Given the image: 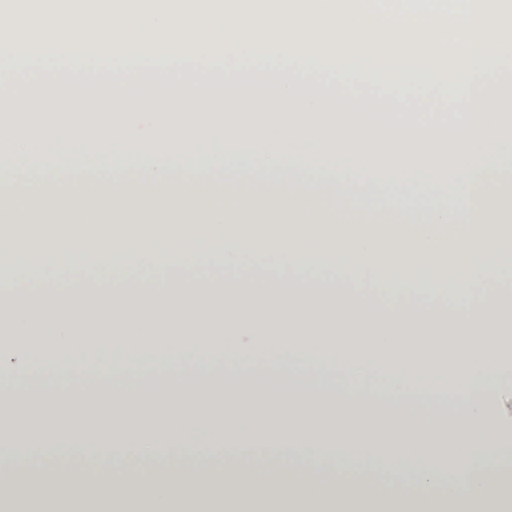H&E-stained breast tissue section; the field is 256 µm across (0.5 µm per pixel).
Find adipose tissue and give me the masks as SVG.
I'll use <instances>...</instances> for the list:
<instances>
[{"label": "adipose tissue", "mask_w": 512, "mask_h": 512, "mask_svg": "<svg viewBox=\"0 0 512 512\" xmlns=\"http://www.w3.org/2000/svg\"><path fill=\"white\" fill-rule=\"evenodd\" d=\"M136 150L134 175L94 177L49 169L0 176V331L20 346L27 369L68 355L105 353L109 364L155 355L178 364L195 356L247 365L245 338L278 360L336 366L346 385L331 393L164 390L88 399L78 392L36 395L32 411L54 457L91 450L104 457L151 449L158 455L265 448L266 463L147 470V488L119 471L87 475L63 494L56 471L0 474V506L27 486L39 512H512V441L491 430L486 399L512 365V304L479 288L512 253V156L456 153L452 173L469 184L472 206L449 211L419 180L414 148L331 140L345 156L391 157L394 174L378 191L342 170L298 165L294 139H275L261 167L228 164L187 175L198 139H123ZM59 215V235L18 239L39 215ZM260 253L265 285L228 260ZM164 275L126 287L148 262ZM459 348L439 362L435 342ZM385 375L388 400L407 391L433 401L438 389L466 402L467 435L452 442L442 425L380 405L362 382ZM323 450L332 464L298 470L292 460ZM495 453L497 464L484 459ZM389 465L410 496L338 477L352 462Z\"/></svg>", "instance_id": "obj_1"}]
</instances>
